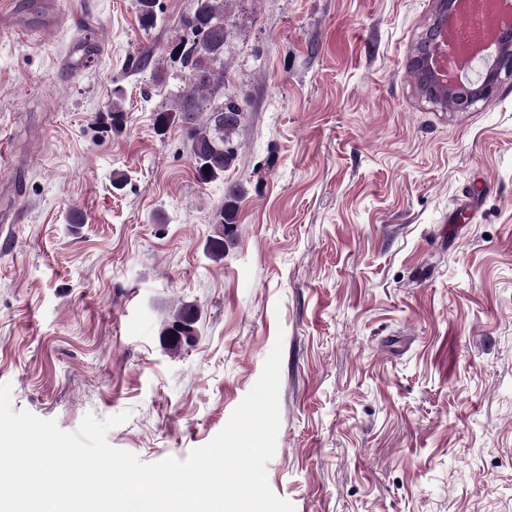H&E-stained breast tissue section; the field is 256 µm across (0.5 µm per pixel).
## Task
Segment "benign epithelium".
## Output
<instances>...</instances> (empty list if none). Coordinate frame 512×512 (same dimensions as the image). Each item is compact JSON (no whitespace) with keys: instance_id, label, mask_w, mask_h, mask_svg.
Segmentation results:
<instances>
[{"instance_id":"obj_1","label":"benign epithelium","mask_w":512,"mask_h":512,"mask_svg":"<svg viewBox=\"0 0 512 512\" xmlns=\"http://www.w3.org/2000/svg\"><path fill=\"white\" fill-rule=\"evenodd\" d=\"M427 57L426 53L419 57L418 85L421 92L451 112L466 111L476 102L493 96L502 82L512 80V30L499 40L493 59L473 52L463 74L448 83V92L443 99L437 97L431 72L424 66Z\"/></svg>"}]
</instances>
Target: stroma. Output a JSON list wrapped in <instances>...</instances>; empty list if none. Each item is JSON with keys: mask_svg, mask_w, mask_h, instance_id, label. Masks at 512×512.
Instances as JSON below:
<instances>
[{"mask_svg": "<svg viewBox=\"0 0 512 512\" xmlns=\"http://www.w3.org/2000/svg\"><path fill=\"white\" fill-rule=\"evenodd\" d=\"M0 0V383L14 410L155 463L208 444L282 346L267 465L295 512H512V82L465 112L410 63L436 0H228L235 167L198 182L192 0ZM127 113L112 131L109 109ZM123 172L122 189L112 186ZM239 228L204 252L227 187ZM83 221L68 223L70 212ZM185 304L199 337L170 352Z\"/></svg>", "mask_w": 512, "mask_h": 512, "instance_id": "obj_1", "label": "stroma"}]
</instances>
